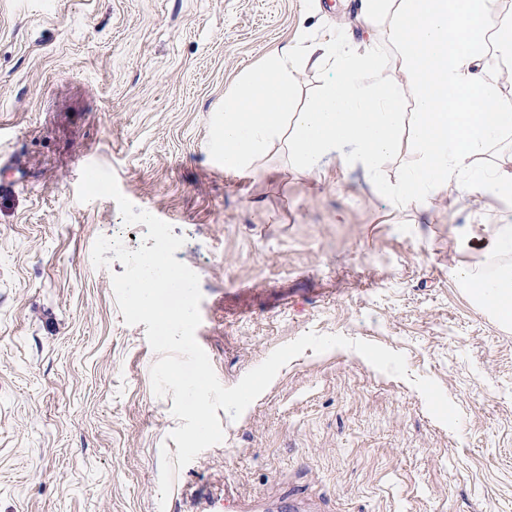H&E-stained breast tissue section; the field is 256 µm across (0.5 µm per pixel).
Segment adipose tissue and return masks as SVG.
<instances>
[{
  "label": "adipose tissue",
  "mask_w": 512,
  "mask_h": 512,
  "mask_svg": "<svg viewBox=\"0 0 512 512\" xmlns=\"http://www.w3.org/2000/svg\"><path fill=\"white\" fill-rule=\"evenodd\" d=\"M368 22L390 20L406 82L388 81L376 53L333 41L318 45L317 62L329 78L306 108H299L294 76L299 53L282 47L224 95L215 159L225 171L254 167L276 142H286L294 164L313 172L319 160L345 143L356 144L364 169L377 173L400 145L417 157L391 193L401 206L447 190L512 202V155L487 163L490 149L512 131V97L486 62V44L512 56V23L498 0H361ZM411 137L402 140L403 127ZM463 253L481 263H459L452 278L484 310L512 324V224H466Z\"/></svg>",
  "instance_id": "1"
}]
</instances>
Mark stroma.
<instances>
[{
	"instance_id": "stroma-1",
	"label": "stroma",
	"mask_w": 512,
	"mask_h": 512,
	"mask_svg": "<svg viewBox=\"0 0 512 512\" xmlns=\"http://www.w3.org/2000/svg\"><path fill=\"white\" fill-rule=\"evenodd\" d=\"M360 0H0V512H512V327L458 287L464 224L512 207L456 191L410 209L352 144L315 172L273 145L255 170L209 155L216 108L270 52L371 43L405 81L391 23ZM351 157L341 166L340 156ZM184 237L199 277L195 337L222 385L305 333L401 352L404 378L354 350L287 363L224 439L176 472L180 421L156 396L157 354L95 267L104 236L146 225L77 199L83 162Z\"/></svg>"
}]
</instances>
